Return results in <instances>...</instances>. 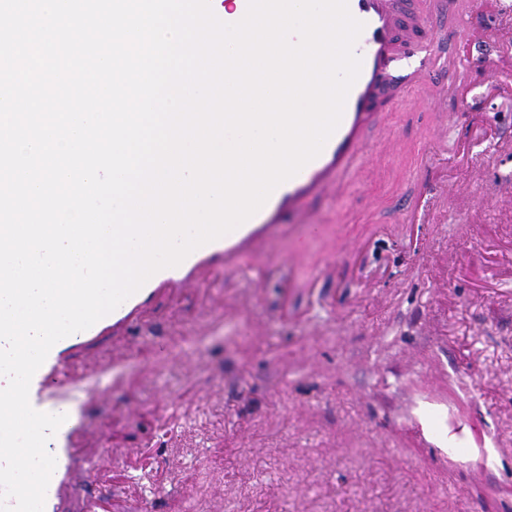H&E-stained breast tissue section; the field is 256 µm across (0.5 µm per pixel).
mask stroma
<instances>
[{
    "mask_svg": "<svg viewBox=\"0 0 512 512\" xmlns=\"http://www.w3.org/2000/svg\"><path fill=\"white\" fill-rule=\"evenodd\" d=\"M399 6L447 98L385 87L378 174L65 354L83 427L48 512H512V11ZM298 224L322 233L295 258Z\"/></svg>",
    "mask_w": 512,
    "mask_h": 512,
    "instance_id": "stroma-1",
    "label": "stroma"
}]
</instances>
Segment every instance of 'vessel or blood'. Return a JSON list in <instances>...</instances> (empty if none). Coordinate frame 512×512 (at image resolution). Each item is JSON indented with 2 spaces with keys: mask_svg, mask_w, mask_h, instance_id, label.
Instances as JSON below:
<instances>
[{
  "mask_svg": "<svg viewBox=\"0 0 512 512\" xmlns=\"http://www.w3.org/2000/svg\"><path fill=\"white\" fill-rule=\"evenodd\" d=\"M348 7L353 17L364 25L354 48L362 60V66L347 95L340 124L320 154L295 176L277 186L265 204L243 224L197 248L178 266L156 272L148 279L146 289L138 290L109 313V320L127 321L143 304L147 288L164 283H174L183 288L195 285L196 274L201 268L231 264L242 248L278 235L280 227L276 218L281 212L293 207L311 191L323 192L337 186L340 176L362 156L359 130L380 108L381 103L376 95L386 84L395 80L404 57L418 56L420 72L430 70L433 59L423 53L422 40L407 42L404 51H397L399 24L395 0H348ZM92 336V330L88 329L58 341L32 378L40 405L62 410L65 415L60 427L65 449L47 488L53 499L57 498L61 484L74 468L75 457L71 447L80 429L78 400L67 401L56 393L57 388L67 381L63 372V355Z\"/></svg>",
  "mask_w": 512,
  "mask_h": 512,
  "instance_id": "vessel-or-blood-1",
  "label": "vessel or blood"
}]
</instances>
